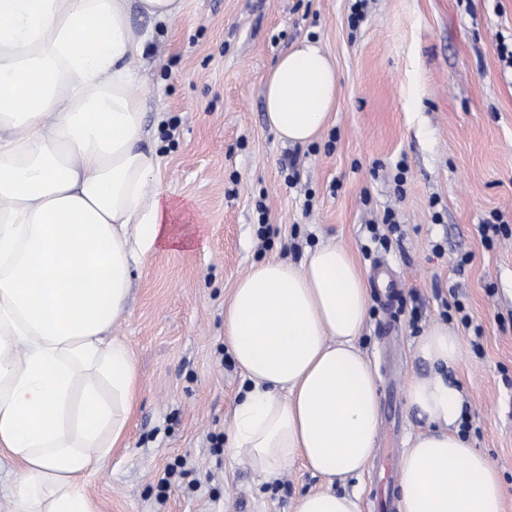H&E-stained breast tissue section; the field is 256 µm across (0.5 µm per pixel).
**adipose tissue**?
<instances>
[{
    "label": "adipose tissue",
    "instance_id": "obj_1",
    "mask_svg": "<svg viewBox=\"0 0 512 512\" xmlns=\"http://www.w3.org/2000/svg\"><path fill=\"white\" fill-rule=\"evenodd\" d=\"M184 0H0V472L9 512H99L86 490L126 447L140 379L111 332L128 315L132 269L187 249L191 229L153 184L144 89L133 63L148 35L132 13L173 22ZM336 103V68L304 38L263 87L265 121L308 145ZM363 275L331 243L301 263L251 266L224 304V342L247 387L227 455L267 480L301 465L323 485L293 512H360L347 482L369 467L378 385L358 341ZM461 349L444 323L418 337L407 402L425 426L400 468L399 512H504L503 479L462 431L448 371Z\"/></svg>",
    "mask_w": 512,
    "mask_h": 512
}]
</instances>
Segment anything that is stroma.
I'll list each match as a JSON object with an SVG mask.
<instances>
[{
    "instance_id": "obj_1",
    "label": "stroma",
    "mask_w": 512,
    "mask_h": 512,
    "mask_svg": "<svg viewBox=\"0 0 512 512\" xmlns=\"http://www.w3.org/2000/svg\"><path fill=\"white\" fill-rule=\"evenodd\" d=\"M132 22L153 34L137 65L143 145L201 243L132 272L130 315L112 333L141 391L128 447L87 478L102 512H291L320 487L297 465L264 482L214 440L229 437L245 388L224 343L231 289L252 264L298 262L327 241L363 274L378 261L400 280L390 302L369 288L359 340L380 398L396 396L377 447L406 448L423 428L406 401L414 344L447 323L462 348L448 376L464 390L466 435L500 470L512 512V68L497 54L512 41V0H369L356 22L350 0H187L176 22ZM303 37L334 60L338 91L318 141L290 146L265 123L262 88ZM390 208L402 232L371 249L368 224ZM491 220L507 233L488 245L479 226ZM454 297L471 327L448 315Z\"/></svg>"
}]
</instances>
